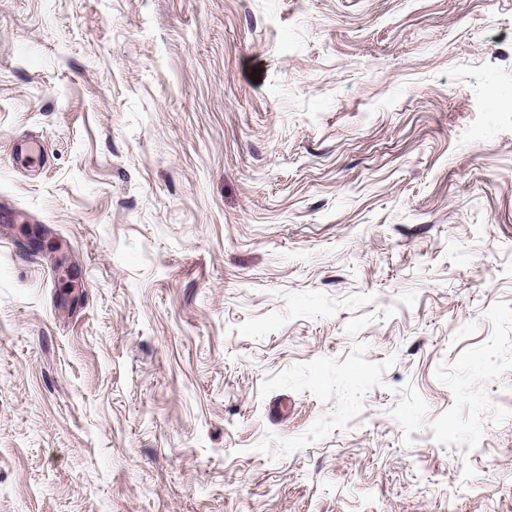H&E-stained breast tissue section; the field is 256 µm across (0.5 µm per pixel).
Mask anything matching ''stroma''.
<instances>
[{
  "mask_svg": "<svg viewBox=\"0 0 512 512\" xmlns=\"http://www.w3.org/2000/svg\"><path fill=\"white\" fill-rule=\"evenodd\" d=\"M511 398L512 0H0V512H512Z\"/></svg>",
  "mask_w": 512,
  "mask_h": 512,
  "instance_id": "stroma-1",
  "label": "stroma"
}]
</instances>
